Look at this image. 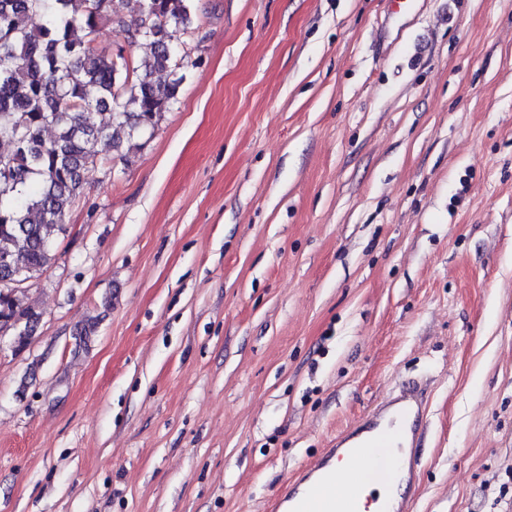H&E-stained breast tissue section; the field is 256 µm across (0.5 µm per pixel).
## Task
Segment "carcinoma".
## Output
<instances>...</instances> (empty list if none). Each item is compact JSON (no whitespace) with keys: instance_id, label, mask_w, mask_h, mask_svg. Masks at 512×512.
<instances>
[{"instance_id":"obj_1","label":"carcinoma","mask_w":512,"mask_h":512,"mask_svg":"<svg viewBox=\"0 0 512 512\" xmlns=\"http://www.w3.org/2000/svg\"><path fill=\"white\" fill-rule=\"evenodd\" d=\"M197 22L194 0H143L127 19L123 0H0V330L24 349L40 321L13 294L16 276L34 278L55 260L63 219L84 193V172L100 145L121 148L155 129L177 98L186 56L170 43L169 27ZM108 23L130 46L97 44ZM173 76L157 83L152 75ZM54 130L51 138L45 137Z\"/></svg>"}]
</instances>
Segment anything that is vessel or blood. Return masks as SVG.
Masks as SVG:
<instances>
[{
  "mask_svg": "<svg viewBox=\"0 0 512 512\" xmlns=\"http://www.w3.org/2000/svg\"><path fill=\"white\" fill-rule=\"evenodd\" d=\"M427 404L426 385L416 380L399 383L356 426L338 434L316 466L289 481L274 504L276 512H359L360 476L370 459L377 462L375 481L396 487L383 512H411L415 448L424 430ZM342 459L351 461L350 470H337Z\"/></svg>",
  "mask_w": 512,
  "mask_h": 512,
  "instance_id": "1",
  "label": "vessel or blood"
}]
</instances>
